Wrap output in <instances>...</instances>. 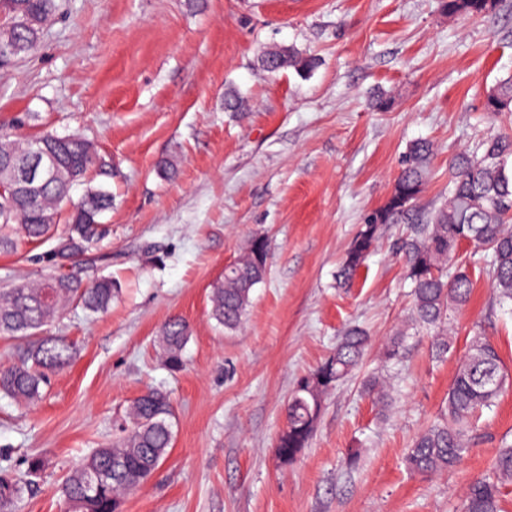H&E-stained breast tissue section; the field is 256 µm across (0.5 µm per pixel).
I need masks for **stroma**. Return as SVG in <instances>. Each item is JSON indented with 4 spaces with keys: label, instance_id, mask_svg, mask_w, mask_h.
Masks as SVG:
<instances>
[{
    "label": "stroma",
    "instance_id": "stroma-1",
    "mask_svg": "<svg viewBox=\"0 0 512 512\" xmlns=\"http://www.w3.org/2000/svg\"><path fill=\"white\" fill-rule=\"evenodd\" d=\"M274 46L315 57L313 73L263 71L257 58ZM511 75L512 0L479 18L447 16L439 0H58L37 50L0 64V124L81 134L108 163L111 176L89 172L72 191L77 199L101 184L114 197L107 236L72 270L110 277L121 292L105 314L71 305L50 326L75 356L38 403L0 393V466L44 460L16 512H67L63 481L111 444L149 387L170 396L173 446L121 512H462L469 483L512 442V390L482 411L454 470L414 475L403 458L439 417L474 331L512 374V310L493 304L489 276L474 266L447 359L413 333L387 364L381 347L410 307L393 249L405 223L385 225L352 287H337L336 273L412 141L435 145L420 216L447 193L456 154L512 134V112L484 109ZM229 92L249 111H225ZM374 92L391 95L387 111L369 109ZM162 160L172 179L158 176ZM255 236L270 243L267 275L228 332L211 316L210 292ZM51 248L0 253V288L50 275ZM173 316L189 325L176 370L157 343ZM350 325L372 337L364 364L327 396L309 447L281 464L290 394ZM373 373L391 386L389 412L362 393Z\"/></svg>",
    "mask_w": 512,
    "mask_h": 512
}]
</instances>
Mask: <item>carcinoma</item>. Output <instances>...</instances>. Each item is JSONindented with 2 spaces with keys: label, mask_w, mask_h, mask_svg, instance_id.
<instances>
[{
  "label": "carcinoma",
  "mask_w": 512,
  "mask_h": 512,
  "mask_svg": "<svg viewBox=\"0 0 512 512\" xmlns=\"http://www.w3.org/2000/svg\"><path fill=\"white\" fill-rule=\"evenodd\" d=\"M498 7V0H441L446 14L484 17ZM56 0H0V42L10 41L23 57L37 49L42 26L55 14ZM269 73L293 69L305 77L316 59L293 47H275L260 58ZM486 111L512 112V76L501 80L487 95ZM39 141L56 156L52 175L35 192L25 191L12 171L0 168V253H15L28 243L52 241L51 260L56 273L39 283L19 281L0 289V335L18 342L13 363L0 365V391L27 404L43 397L48 375L68 366L74 358L72 344L64 336H41L42 328L60 318L64 305L78 302L93 314L104 313L119 294L108 277L88 283L69 275L59 259L86 255L100 239L102 214L112 208V192L104 185L88 186L73 201V184L85 180L98 167L108 174L107 164L79 134L60 136L51 131L28 138L0 126V159L19 155ZM432 144L425 140L410 145L385 204L369 213L343 258L336 283L347 288L377 242L381 229L407 214L422 194L430 175ZM512 140L490 136L474 150L460 154L451 165L448 197L419 224L408 226L397 243V253L410 282L411 312L383 346L385 361L399 359L410 329H422L431 337V350L441 359L452 347L448 313L465 305L473 282L469 262L459 255L462 238L471 241L470 257L486 258L495 303L512 306ZM67 224L59 228L62 214ZM269 246L265 238L249 240L239 258L227 266L212 289L211 316L227 331L237 330L251 304L254 287L267 272ZM189 328L182 318L172 317L162 327L160 341L167 363L177 369ZM371 337L359 326L350 327L333 351L291 393L286 425L276 439L283 464L293 461L308 447L327 395L363 363ZM512 387L498 351L480 332L474 333L468 352L453 376L440 419L419 433L407 449L406 463L414 473L433 475L459 465L469 453L473 419L492 406ZM363 392L381 409L389 407L379 377L363 381ZM173 410L168 395L150 389L130 406L129 423L112 445L92 450L67 476L62 493L68 512H119L122 498L141 485L157 469L173 443ZM24 471L0 467V512H15L31 477L44 466L39 456L25 459ZM512 485V444L502 443L490 474L468 488L464 512H501V489Z\"/></svg>",
  "instance_id": "obj_1"
}]
</instances>
